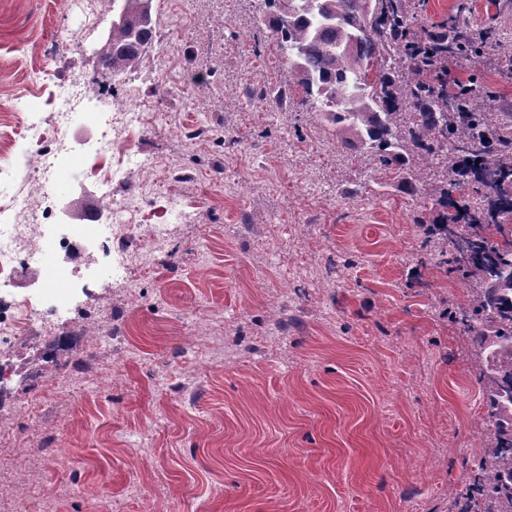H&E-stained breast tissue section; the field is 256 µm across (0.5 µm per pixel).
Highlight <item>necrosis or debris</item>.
<instances>
[{
  "mask_svg": "<svg viewBox=\"0 0 512 512\" xmlns=\"http://www.w3.org/2000/svg\"><path fill=\"white\" fill-rule=\"evenodd\" d=\"M36 104L29 129L33 136L13 154L19 185L10 194L0 193V286L52 289L60 303H66L70 279L62 278L58 255L85 257L97 240L100 229L95 224L55 223V203L43 193L48 175L68 172L78 180L94 174L105 193L103 199L112 211L113 224L105 243L119 259L134 257L142 272L148 273L162 264L158 248L169 238L173 228L197 220L195 212L186 210L177 192H168L151 210L140 209L135 197L112 195L113 182L134 175L150 176L163 168L161 158L142 152L137 134L150 124L152 113L131 104L128 98L111 95L96 105H88L83 81L70 74L60 81L59 93H36ZM97 130V138L85 152L88 167L75 162L76 150L68 139L72 114ZM143 228L142 245L129 254L125 245L126 229L131 222ZM61 330L56 307H46L28 297L0 294V394L12 395L6 372L14 355L31 349L27 371L53 385L55 372L43 369L35 356L36 348L55 340Z\"/></svg>",
  "mask_w": 512,
  "mask_h": 512,
  "instance_id": "obj_1",
  "label": "necrosis or debris"
}]
</instances>
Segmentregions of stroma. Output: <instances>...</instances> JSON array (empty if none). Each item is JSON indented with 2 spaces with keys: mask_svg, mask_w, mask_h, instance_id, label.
Wrapping results in <instances>:
<instances>
[{
  "mask_svg": "<svg viewBox=\"0 0 512 512\" xmlns=\"http://www.w3.org/2000/svg\"><path fill=\"white\" fill-rule=\"evenodd\" d=\"M259 0H152L154 47L113 88L155 99L143 152L169 158L150 194L175 182L199 214L165 246L169 274L98 280L77 301L112 312L109 339L63 330L52 360L82 353L88 373L50 391L24 374L16 436L27 463L0 470V512H448L483 444L481 387L467 339L443 310L466 300L461 274L438 266L418 229L431 184L412 168L352 162L288 87ZM116 8L81 27L61 0H0V117L26 125L34 91L66 72L101 96L95 50ZM463 13L468 29L512 32V0H427L423 24ZM80 30L82 45L43 69L31 54ZM486 46L471 67L512 108V75ZM159 72L160 82H140ZM184 136L177 137L173 128ZM134 283L138 307L128 305ZM197 337L195 350L182 348ZM121 366L111 399H91ZM65 424L69 459L43 453ZM57 494L40 507L39 491Z\"/></svg>",
  "mask_w": 512,
  "mask_h": 512,
  "instance_id": "35a3bbf8",
  "label": "stroma"
}]
</instances>
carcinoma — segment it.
<instances>
[{"label":"carcinoma","instance_id":"cac0c4a2","mask_svg":"<svg viewBox=\"0 0 512 512\" xmlns=\"http://www.w3.org/2000/svg\"><path fill=\"white\" fill-rule=\"evenodd\" d=\"M288 86L320 120L346 133L352 158L396 170L411 163L432 180L443 222L422 227L438 264L467 279V301L447 309L463 328L484 399L483 450L454 512H512V112L477 108L481 86L448 91V60L487 43L512 50V35L484 30L435 37L413 30L408 0H263ZM151 0H119L96 53L112 77L136 70L153 43ZM478 174L471 185L468 171Z\"/></svg>","mask_w":512,"mask_h":512}]
</instances>
